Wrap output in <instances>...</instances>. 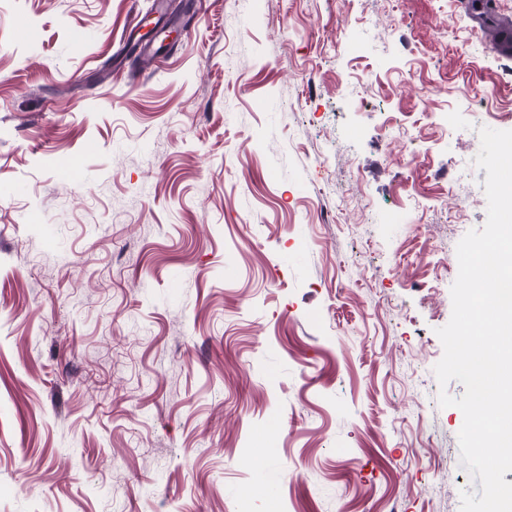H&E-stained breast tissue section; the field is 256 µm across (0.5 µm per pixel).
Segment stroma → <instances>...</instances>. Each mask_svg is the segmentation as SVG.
<instances>
[{
    "instance_id": "obj_1",
    "label": "stroma",
    "mask_w": 512,
    "mask_h": 512,
    "mask_svg": "<svg viewBox=\"0 0 512 512\" xmlns=\"http://www.w3.org/2000/svg\"><path fill=\"white\" fill-rule=\"evenodd\" d=\"M152 2L0 0V512H460L512 61L465 0H189L130 56Z\"/></svg>"
}]
</instances>
